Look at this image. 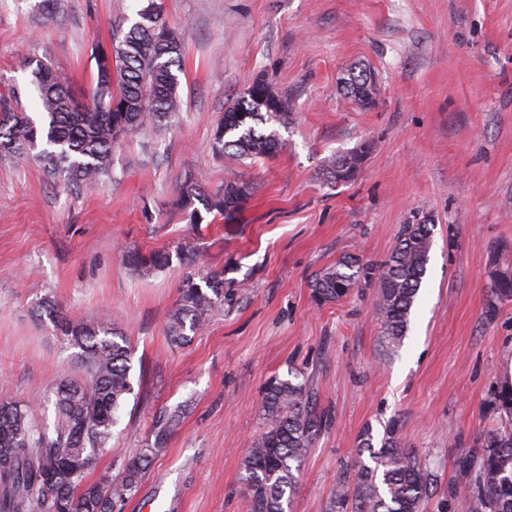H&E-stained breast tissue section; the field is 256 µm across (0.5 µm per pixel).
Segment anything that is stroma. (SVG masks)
Here are the masks:
<instances>
[{"label": "stroma", "instance_id": "obj_1", "mask_svg": "<svg viewBox=\"0 0 512 512\" xmlns=\"http://www.w3.org/2000/svg\"><path fill=\"white\" fill-rule=\"evenodd\" d=\"M0 0V91L29 86V57L49 50L77 97L91 94L93 49L131 25L141 0ZM188 25L182 110L160 133L125 139L111 180L67 190L24 154L0 160V400L28 402L75 372L74 351L35 310L52 297L73 318L121 317L134 393L97 473L119 472L160 412L181 415L165 452L120 512H248L240 461L262 432L274 378L311 381L330 424L301 467L291 512H324L365 428L395 421L433 473L423 512H453L458 468L499 426L494 393L512 358V300L486 321L489 274L512 265V0H161ZM364 65L377 104L341 90ZM265 77L293 114L283 146L251 163L212 153L225 109ZM367 147L352 181H327L331 157ZM253 192L233 220L190 223L173 200L229 173ZM434 226L428 271L401 345L380 339L366 284L317 305L310 282L341 256L379 262L404 225ZM224 271L231 302L188 345L165 333L188 265L142 281L124 250L174 251Z\"/></svg>", "mask_w": 512, "mask_h": 512}]
</instances>
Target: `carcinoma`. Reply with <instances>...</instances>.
I'll return each mask as SVG.
<instances>
[{
  "mask_svg": "<svg viewBox=\"0 0 512 512\" xmlns=\"http://www.w3.org/2000/svg\"><path fill=\"white\" fill-rule=\"evenodd\" d=\"M33 11L51 18L63 11V3L36 0ZM137 16L128 28L116 27L111 44L95 52L96 90L86 102L74 97L48 56L29 60L42 120L37 123L19 109L20 89L0 94V158L35 150L49 176L76 186L96 183L111 178L112 153L125 137L160 128L181 110L179 73L188 26H169L159 0H147ZM343 89L362 109L366 99L374 101L378 95L376 77L367 68L348 72ZM291 120L281 96L258 79L224 111L214 150L260 162L281 147L273 126L285 128ZM364 154L356 149L336 155L326 166L328 180L354 179ZM251 194L252 186L233 175L214 191L193 182L184 185L177 205L191 223L200 224L204 212L232 218ZM433 231L434 225L425 220L405 225L378 265L353 255L342 257L311 281L313 300L319 305L335 302L361 282L373 284L381 340L388 347L399 346L427 272ZM174 257L196 262L194 245H180L173 255L132 249L126 262L134 276L146 279L172 264ZM488 288L485 319L490 320L498 304L512 299V268L492 272ZM224 299V271L187 275L167 318L169 341L188 344L191 334L224 307ZM39 317L77 349L76 374L47 387L44 403L53 405L51 420L29 403L0 401V512H114L166 450L178 415L155 420L145 445L118 475L105 473L89 481L100 456L111 450L118 414L134 393L132 349L119 321L69 318L51 297L39 305ZM497 401L501 426L483 431L478 449L459 460L462 470L474 472L471 490L458 502L459 512H512V384L500 387ZM262 407L265 431L241 460L243 490L249 512H287L299 489L302 462L329 421L317 407L314 390L289 379L269 384ZM359 448L330 492L325 512H421L432 485L430 464L404 448L396 426L388 425L378 441L372 430H365Z\"/></svg>",
  "mask_w": 512,
  "mask_h": 512,
  "instance_id": "1",
  "label": "carcinoma"
}]
</instances>
